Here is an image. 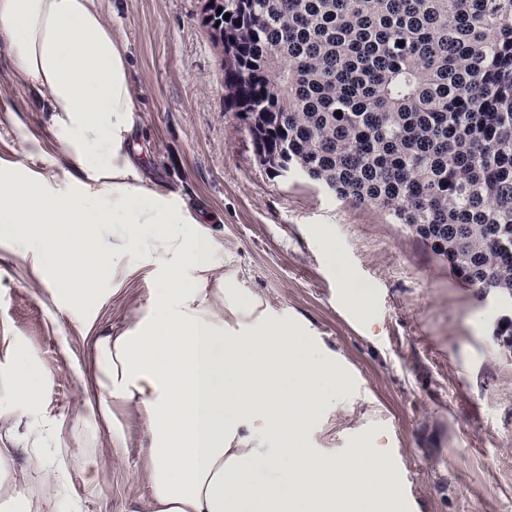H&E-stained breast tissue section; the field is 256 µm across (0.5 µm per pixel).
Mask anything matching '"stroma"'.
<instances>
[{
	"mask_svg": "<svg viewBox=\"0 0 512 512\" xmlns=\"http://www.w3.org/2000/svg\"><path fill=\"white\" fill-rule=\"evenodd\" d=\"M126 44L135 110L122 147L131 184L148 182L205 217L211 259L233 288L225 334L259 322L297 324L348 383L306 437L337 457L369 438L388 456L398 512H512V357L492 330L501 293L464 287L405 226L299 176L261 167L224 100V55L205 0H97ZM23 162L50 191H81L86 170L61 152L49 113L12 77L0 47V166ZM344 260L365 297L353 308L337 276ZM167 268L123 258L90 298L58 291L48 248L0 239V404L24 410L5 372L27 364L38 391L45 453L69 448L68 492L82 512H131L149 494L141 416L117 408L93 432L73 407L90 339L123 330L168 287ZM125 445L111 447L110 433Z\"/></svg>",
	"mask_w": 512,
	"mask_h": 512,
	"instance_id": "obj_1",
	"label": "stroma"
}]
</instances>
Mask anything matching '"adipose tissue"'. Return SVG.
I'll use <instances>...</instances> for the list:
<instances>
[{
	"instance_id": "ef3b65f1",
	"label": "adipose tissue",
	"mask_w": 512,
	"mask_h": 512,
	"mask_svg": "<svg viewBox=\"0 0 512 512\" xmlns=\"http://www.w3.org/2000/svg\"><path fill=\"white\" fill-rule=\"evenodd\" d=\"M0 46L15 80L44 99L78 162L95 147L89 132L114 142L111 158L90 168L95 191L112 195L108 207L0 167V238H33L53 249L76 296L93 294L101 273L136 252L125 234L112 248L99 247L105 224L154 225L145 258L169 270L170 288L123 332L93 337L92 384L77 404L96 430L111 426L116 405L142 415L151 438L143 512H395L381 449L362 441L330 458L305 443L344 375L291 326L264 321L225 335L231 288L207 285L209 238L184 237L183 225L195 221L185 205L128 183L133 162L119 145L135 110L128 58L96 0H0ZM7 379L26 405L22 412L0 407V497L15 501L25 498L29 474L14 468V451L38 454L42 433L33 426L29 368L16 364ZM69 457V449H57L37 476L68 512H81L66 492Z\"/></svg>"
}]
</instances>
